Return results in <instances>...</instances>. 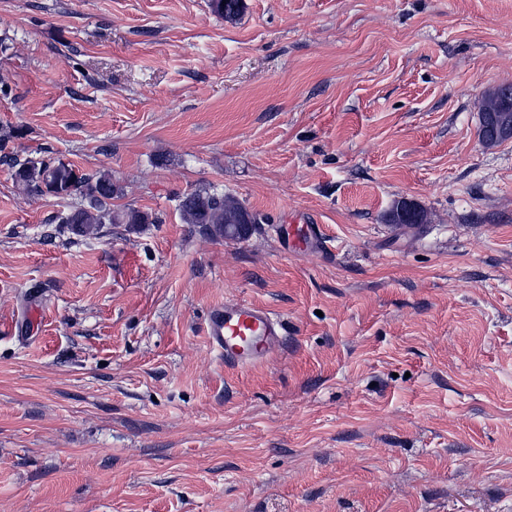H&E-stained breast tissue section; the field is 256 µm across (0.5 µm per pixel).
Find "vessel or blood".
I'll return each mask as SVG.
<instances>
[{"instance_id": "obj_1", "label": "vessel or blood", "mask_w": 512, "mask_h": 512, "mask_svg": "<svg viewBox=\"0 0 512 512\" xmlns=\"http://www.w3.org/2000/svg\"><path fill=\"white\" fill-rule=\"evenodd\" d=\"M207 336L225 363L248 368L266 360L282 336V322L268 309L245 300L210 308Z\"/></svg>"}]
</instances>
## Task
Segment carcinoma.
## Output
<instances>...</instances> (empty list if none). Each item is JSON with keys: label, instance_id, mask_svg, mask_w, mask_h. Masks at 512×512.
Here are the masks:
<instances>
[{"label": "carcinoma", "instance_id": "cac0c4a2", "mask_svg": "<svg viewBox=\"0 0 512 512\" xmlns=\"http://www.w3.org/2000/svg\"><path fill=\"white\" fill-rule=\"evenodd\" d=\"M212 11L226 21L236 20L244 9V0H210ZM479 112L512 114V85H500L485 91ZM14 179L29 191L44 190L59 196H79L85 203L73 207L58 217V223L69 226L77 237L99 234L103 224H153L151 215L128 207L114 211L110 200L117 192L112 177L107 173L79 175L74 169L59 161L35 158L10 159ZM178 207L187 224H201L211 233L224 236L227 225L239 224L250 211L234 196L206 189H194L179 197ZM416 212L401 215L402 201H396L385 215L389 224H424L426 210L415 205Z\"/></svg>", "mask_w": 512, "mask_h": 512}]
</instances>
